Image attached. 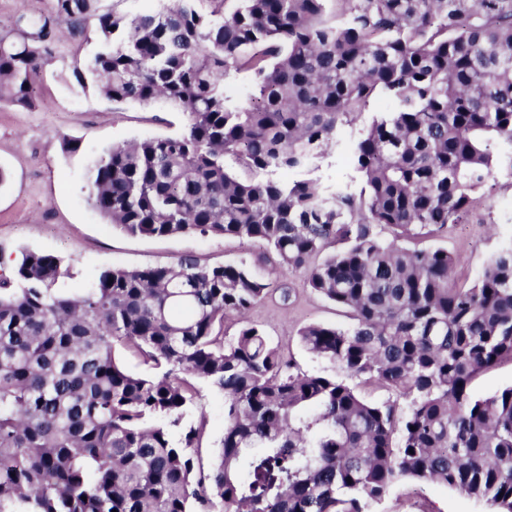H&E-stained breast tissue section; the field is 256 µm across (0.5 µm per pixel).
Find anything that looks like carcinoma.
I'll list each match as a JSON object with an SVG mask.
<instances>
[{
    "mask_svg": "<svg viewBox=\"0 0 512 512\" xmlns=\"http://www.w3.org/2000/svg\"><path fill=\"white\" fill-rule=\"evenodd\" d=\"M91 2L0 33V101L32 105L53 26L94 20L98 92L187 123L107 149L90 204L132 236L264 244L352 320L303 327V347L397 399L292 370L251 322L224 340L272 294L243 263L107 267L71 292L58 257L25 252L0 272V512H366L403 478L512 512V386L469 390L512 360V242L470 286L448 251L399 245L465 223L498 173L512 186V0ZM241 74L244 102L225 91ZM345 145L360 187L312 176ZM195 380L224 396L206 472ZM150 1V2H147ZM160 0H95L94 8L111 11L128 17L135 16L145 9H155L165 2ZM116 362L127 371L138 375H150L154 370L137 356L133 349L117 346L114 349Z\"/></svg>",
    "mask_w": 512,
    "mask_h": 512,
    "instance_id": "1",
    "label": "carcinoma"
}]
</instances>
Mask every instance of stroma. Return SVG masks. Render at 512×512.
Masks as SVG:
<instances>
[{
  "label": "stroma",
  "instance_id": "stroma-1",
  "mask_svg": "<svg viewBox=\"0 0 512 512\" xmlns=\"http://www.w3.org/2000/svg\"><path fill=\"white\" fill-rule=\"evenodd\" d=\"M95 24L81 32L54 27L45 42L47 62L34 84V104L0 101V267H11L22 253L46 252L60 258L71 275L61 288L88 287L105 267L145 268L167 265L190 255L203 264L245 263L271 284L287 285L289 303L272 296L254 308L253 322L266 332L304 372L328 369L327 361L308 352L298 330L310 323L347 326L336 307L304 284V275L281 267L264 247L236 238L185 235L147 238L128 235L107 224L88 201L90 172L112 145L134 138L163 136L181 130L185 118L164 102L148 106L115 103L95 86L81 85L75 71L99 48ZM68 139L79 147L69 152ZM512 240V188L494 186L467 223L424 239L403 240L408 249L442 247L455 255V277L475 281L489 258ZM186 411L185 420L206 418L199 450L209 466L224 433V399L206 384ZM368 512H491L489 505L438 484L405 479Z\"/></svg>",
  "mask_w": 512,
  "mask_h": 512
}]
</instances>
